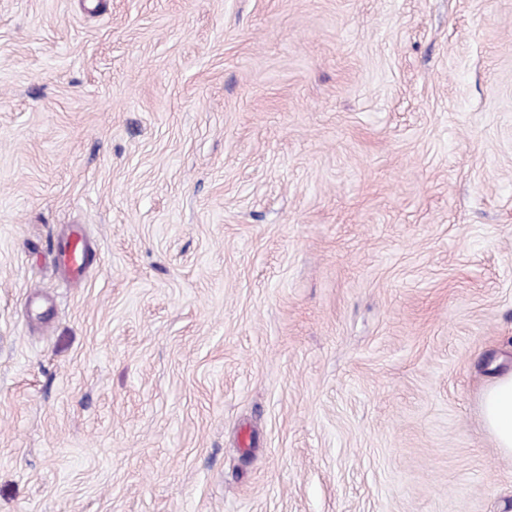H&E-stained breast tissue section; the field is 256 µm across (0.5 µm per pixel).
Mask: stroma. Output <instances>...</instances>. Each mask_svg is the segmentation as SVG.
I'll return each instance as SVG.
<instances>
[{
  "label": "stroma",
  "instance_id": "stroma-1",
  "mask_svg": "<svg viewBox=\"0 0 512 512\" xmlns=\"http://www.w3.org/2000/svg\"><path fill=\"white\" fill-rule=\"evenodd\" d=\"M506 370L512 0H0V512H512ZM86 249L85 240L82 237H75L67 240L56 255L75 279L81 278L87 269ZM487 431L504 456H512V372L500 376L481 394Z\"/></svg>",
  "mask_w": 512,
  "mask_h": 512
}]
</instances>
